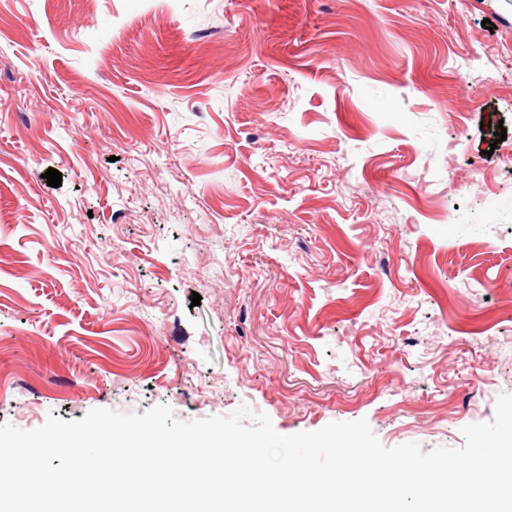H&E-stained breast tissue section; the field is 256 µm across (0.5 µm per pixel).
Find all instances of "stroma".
Listing matches in <instances>:
<instances>
[{
  "instance_id": "stroma-1",
  "label": "stroma",
  "mask_w": 512,
  "mask_h": 512,
  "mask_svg": "<svg viewBox=\"0 0 512 512\" xmlns=\"http://www.w3.org/2000/svg\"><path fill=\"white\" fill-rule=\"evenodd\" d=\"M510 277L512 0H0V423L459 448Z\"/></svg>"
}]
</instances>
